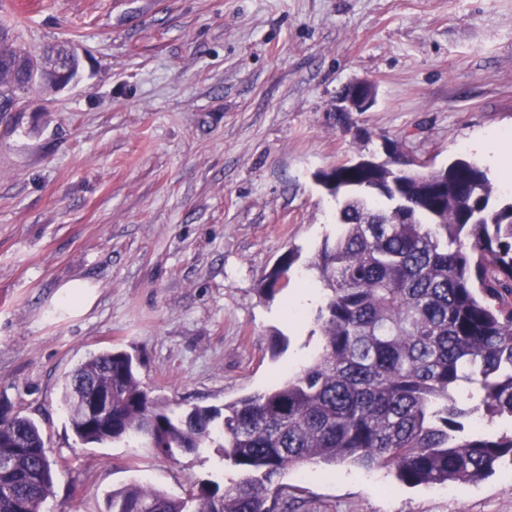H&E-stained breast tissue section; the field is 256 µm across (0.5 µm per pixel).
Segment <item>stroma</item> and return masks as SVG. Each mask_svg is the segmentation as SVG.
<instances>
[{"label":"stroma","mask_w":512,"mask_h":512,"mask_svg":"<svg viewBox=\"0 0 512 512\" xmlns=\"http://www.w3.org/2000/svg\"><path fill=\"white\" fill-rule=\"evenodd\" d=\"M40 48L70 41L78 81L0 112V401L34 419L57 466L43 512H105L132 482L184 495L237 473L215 449L83 444L64 379L106 349L181 408L272 389L321 345L292 284L335 242L318 171L385 146L438 170L464 159L504 186L512 164V0H0ZM370 78L376 102L336 118ZM87 283L86 311L61 303ZM294 512H512V465L475 484L409 487L309 464L280 479ZM298 258V253L288 251L283 255L277 267L266 278L261 290L269 296H273L277 288H286L289 283V272L292 265Z\"/></svg>","instance_id":"stroma-1"}]
</instances>
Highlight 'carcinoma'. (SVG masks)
<instances>
[{
  "mask_svg": "<svg viewBox=\"0 0 512 512\" xmlns=\"http://www.w3.org/2000/svg\"><path fill=\"white\" fill-rule=\"evenodd\" d=\"M0 23V102L56 91V75ZM346 162L316 179L342 197L335 244L318 255L328 290L315 321L319 352L273 389L224 410L178 413L144 389L136 361L105 350L67 376L62 404L84 444L144 439L159 453L213 447L240 478L197 481L175 497L140 483L112 492L107 512H286L280 477L290 467L348 463L386 470L409 486L476 483L512 462V434L483 421H512V200L486 171L457 160L438 181L392 176ZM290 251L262 285L289 283ZM112 392V428L86 433L77 407ZM0 512H43L53 468L42 431L18 411L0 419Z\"/></svg>",
  "mask_w": 512,
  "mask_h": 512,
  "instance_id": "obj_1",
  "label": "carcinoma"
}]
</instances>
